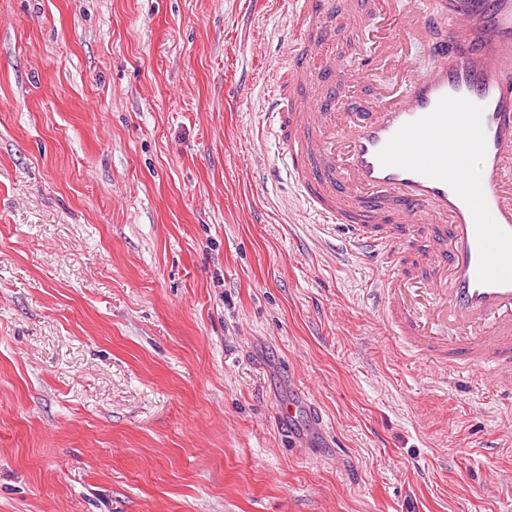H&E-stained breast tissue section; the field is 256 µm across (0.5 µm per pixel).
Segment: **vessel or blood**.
Segmentation results:
<instances>
[{
    "label": "vessel or blood",
    "instance_id": "obj_1",
    "mask_svg": "<svg viewBox=\"0 0 512 512\" xmlns=\"http://www.w3.org/2000/svg\"><path fill=\"white\" fill-rule=\"evenodd\" d=\"M372 0L347 83L310 61L327 0H298L268 73L266 128L297 186L376 271L378 316L431 373L512 396V0ZM426 45L423 72L408 41ZM393 82L377 81L383 65ZM425 262L401 263L416 234Z\"/></svg>",
    "mask_w": 512,
    "mask_h": 512
}]
</instances>
